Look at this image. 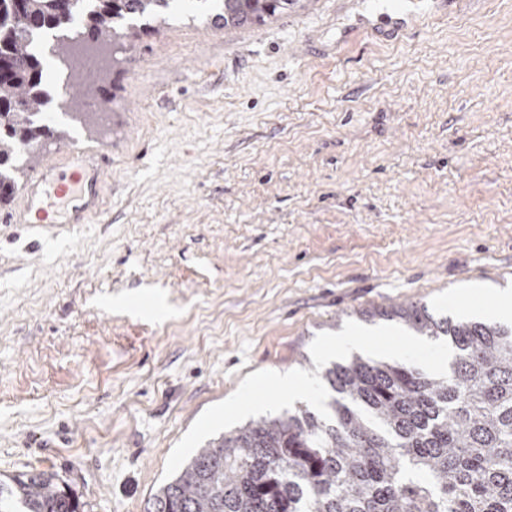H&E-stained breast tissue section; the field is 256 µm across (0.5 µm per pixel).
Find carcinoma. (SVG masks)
Instances as JSON below:
<instances>
[{"instance_id":"carcinoma-1","label":"carcinoma","mask_w":512,"mask_h":512,"mask_svg":"<svg viewBox=\"0 0 512 512\" xmlns=\"http://www.w3.org/2000/svg\"><path fill=\"white\" fill-rule=\"evenodd\" d=\"M172 0H0V203L39 144L64 132L45 107L43 35L74 22L133 44ZM226 28L266 24L300 0H221ZM359 319L445 338L448 373L354 355L327 368L329 419L308 410L238 427L198 449L146 512H512V325L437 316L421 302ZM47 471L0 479V512H83Z\"/></svg>"}]
</instances>
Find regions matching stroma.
Wrapping results in <instances>:
<instances>
[{"label":"stroma","mask_w":512,"mask_h":512,"mask_svg":"<svg viewBox=\"0 0 512 512\" xmlns=\"http://www.w3.org/2000/svg\"><path fill=\"white\" fill-rule=\"evenodd\" d=\"M173 0L134 45L80 38L61 139L109 154L89 224L0 223V478L55 473L84 512H145L196 419L369 306L489 319L512 294V0L398 41L309 0L212 26Z\"/></svg>","instance_id":"35a3bbf8"}]
</instances>
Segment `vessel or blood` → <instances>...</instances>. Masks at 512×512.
Masks as SVG:
<instances>
[{"mask_svg": "<svg viewBox=\"0 0 512 512\" xmlns=\"http://www.w3.org/2000/svg\"><path fill=\"white\" fill-rule=\"evenodd\" d=\"M452 11L450 0H427L422 8L406 12L359 15L367 35L396 40L415 23L436 14ZM107 185L94 153L72 147L37 165L29 177L21 199L5 218L9 224H36L53 227L57 208H64L71 224H86L101 212Z\"/></svg>", "mask_w": 512, "mask_h": 512, "instance_id": "b4317fda", "label": "vessel or blood"}]
</instances>
